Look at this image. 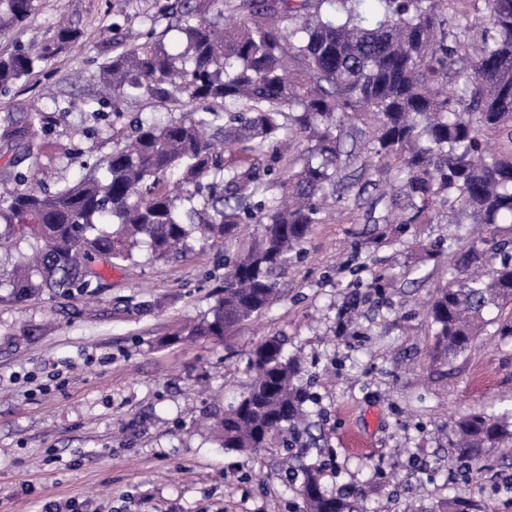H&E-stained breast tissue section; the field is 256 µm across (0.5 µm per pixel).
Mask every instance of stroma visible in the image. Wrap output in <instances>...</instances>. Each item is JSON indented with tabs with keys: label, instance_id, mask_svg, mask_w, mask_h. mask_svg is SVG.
<instances>
[{
	"label": "stroma",
	"instance_id": "stroma-1",
	"mask_svg": "<svg viewBox=\"0 0 512 512\" xmlns=\"http://www.w3.org/2000/svg\"><path fill=\"white\" fill-rule=\"evenodd\" d=\"M165 32L155 0H40L27 27L0 31V54L38 48L61 26L78 41L0 97V125L40 102L55 119L36 138L47 188L74 181L105 158L113 130L170 112L147 101L93 116L72 109L102 95L100 65L112 23ZM337 202L278 278L255 320L220 340L170 343L174 329L206 316L234 244L191 242L165 259L101 266L91 296L0 302V512H42L76 500L81 512H297L282 445L249 454L219 445L209 424L248 388V360L277 336L299 357L315 401L307 422L330 460L326 490L361 493L365 512H438L455 495L484 512H512V450L488 449L467 471L453 463L454 417L512 407V336L485 329L452 363L433 358L424 306L449 278L450 238L512 239V226L478 229L410 215L397 190L375 182L367 152L342 172ZM366 444L357 452L350 434Z\"/></svg>",
	"mask_w": 512,
	"mask_h": 512
}]
</instances>
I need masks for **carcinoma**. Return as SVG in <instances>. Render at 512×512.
<instances>
[{"mask_svg":"<svg viewBox=\"0 0 512 512\" xmlns=\"http://www.w3.org/2000/svg\"><path fill=\"white\" fill-rule=\"evenodd\" d=\"M323 2L237 0L232 28L224 26V0L164 4L163 14L176 18L179 52L152 31L118 32L100 67L111 94L83 101L82 111L108 106L117 114L140 98L193 110L139 122L104 161L53 192L28 186L27 172L1 171L0 253L12 263L0 272L7 289L0 302L87 295L101 285L100 262L131 264L140 247L163 259L191 240L233 242L242 225L259 224L261 235L242 245L224 274L223 296L181 330L186 339H220L271 304L277 275L324 223L328 190L344 167L341 142L353 133L366 137L378 179L397 183L412 202L407 223L446 204L472 224H512V7L488 0L486 17L461 14L445 32L439 0H376L380 17L370 25L352 7L356 0H338L343 18L322 14ZM37 10V0H0V29H23ZM477 27L478 43L460 40ZM449 36L453 47L444 44ZM77 37L60 27L36 54L0 57V93ZM52 122L35 109L0 126V142L21 147L37 174L36 125ZM492 136L502 146L488 155ZM297 141L309 146L302 163L292 154ZM227 145L239 163L226 161ZM452 258L448 284L425 309L436 357L446 362L491 324V309L512 306V240L481 237ZM249 366L252 383L216 417V438L257 452L278 436L306 457L316 446L304 427L314 395L299 361L273 337L255 343ZM453 433L464 471L512 439V409L469 410ZM321 473L317 460L292 471L307 488L299 512H361L358 493H328ZM479 508L459 496L444 512Z\"/></svg>","mask_w":512,"mask_h":512,"instance_id":"cac0c4a2","label":"carcinoma"}]
</instances>
